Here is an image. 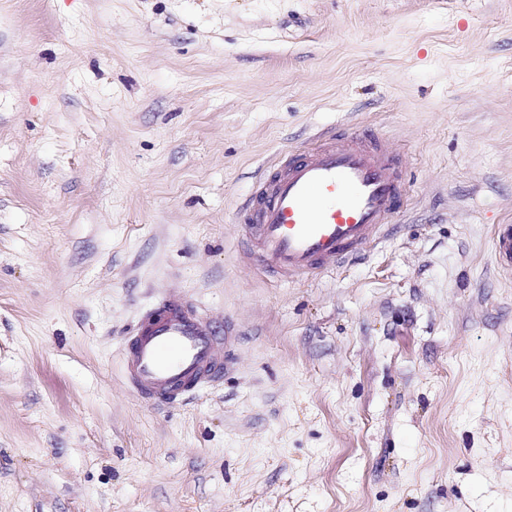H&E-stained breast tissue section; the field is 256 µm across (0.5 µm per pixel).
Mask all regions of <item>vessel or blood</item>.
<instances>
[{
	"label": "vessel or blood",
	"mask_w": 512,
	"mask_h": 512,
	"mask_svg": "<svg viewBox=\"0 0 512 512\" xmlns=\"http://www.w3.org/2000/svg\"><path fill=\"white\" fill-rule=\"evenodd\" d=\"M401 160L378 133L339 132L288 152L255 184L239 219L255 259L289 279L336 270L391 231L407 200ZM491 250L512 273V223L494 225ZM233 336L179 297L147 312L131 336L124 375L140 397L168 404L189 397L224 368Z\"/></svg>",
	"instance_id": "obj_1"
}]
</instances>
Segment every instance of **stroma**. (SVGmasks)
Segmentation results:
<instances>
[{
    "label": "stroma",
    "instance_id": "1",
    "mask_svg": "<svg viewBox=\"0 0 512 512\" xmlns=\"http://www.w3.org/2000/svg\"><path fill=\"white\" fill-rule=\"evenodd\" d=\"M402 153L357 260L291 280L237 213L321 134ZM512 0H0V512H512ZM169 291L241 339L157 406ZM491 250L498 268L505 273H512V223L494 224Z\"/></svg>",
    "mask_w": 512,
    "mask_h": 512
}]
</instances>
